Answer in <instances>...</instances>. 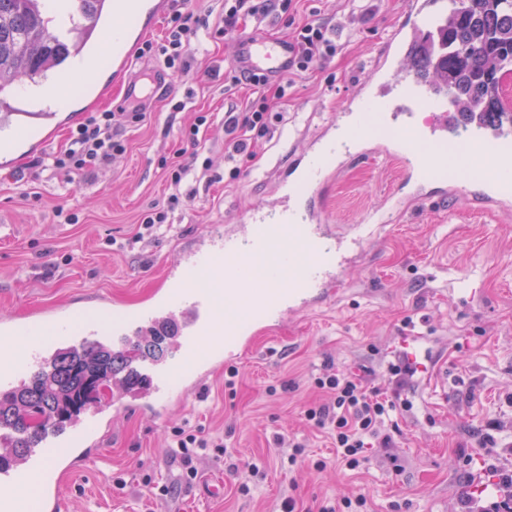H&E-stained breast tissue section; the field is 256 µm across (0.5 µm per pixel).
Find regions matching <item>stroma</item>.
I'll return each mask as SVG.
<instances>
[{
  "label": "stroma",
  "instance_id": "obj_1",
  "mask_svg": "<svg viewBox=\"0 0 512 512\" xmlns=\"http://www.w3.org/2000/svg\"><path fill=\"white\" fill-rule=\"evenodd\" d=\"M405 0H370L373 17L345 31L324 67L302 74L256 157L242 158L240 173L210 185L176 208L163 235L133 237L144 213L171 193L162 167L181 148V134L201 112L244 111L249 88L224 89L234 61L233 41L204 33L192 72L182 76L161 59L138 57L155 98L100 104L113 112H142L125 128L128 150L105 171L61 187L42 173L39 154L24 153L14 172L0 173V317L22 318L35 309L72 303L96 310L105 296L133 308L160 285L163 267L184 241L211 224H242L246 209L266 200L268 174L288 166L304 139L343 111L361 90L373 62L404 16ZM185 102L172 111L173 102ZM401 165L381 154L352 159L327 190L326 217L344 234L392 195L409 197ZM469 174L452 170L387 223L340 281L337 301L288 316L281 331L255 339L236 363L234 389L223 373L199 393L172 404L165 422L133 410L113 420L103 451L77 462L64 487L61 512H279L293 496L301 512L321 501L364 494L369 512H456L458 490L473 500L498 494L499 470L512 466V203L478 199ZM66 203L79 215L62 224L52 211ZM120 249H113V242ZM417 336L408 350L400 337ZM418 368L410 411L396 412L400 432L391 453H373L357 470L343 469L326 435L306 424L303 408L318 400L312 377L326 361L360 374L387 392L394 354ZM504 424L500 448H482L488 422ZM187 425L226 435L239 460L231 469L203 461L191 486L179 483V464L168 448L173 427ZM306 440L317 471L289 466L277 455L274 434ZM266 478L250 496L236 492L249 481V464ZM175 485L173 497L149 499L141 472Z\"/></svg>",
  "mask_w": 512,
  "mask_h": 512
}]
</instances>
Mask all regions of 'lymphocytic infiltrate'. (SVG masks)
Here are the masks:
<instances>
[{
	"mask_svg": "<svg viewBox=\"0 0 512 512\" xmlns=\"http://www.w3.org/2000/svg\"><path fill=\"white\" fill-rule=\"evenodd\" d=\"M301 0H224L221 23L211 26L208 16L189 10L185 0H172L165 34L161 40L144 43L141 55L162 58L167 68L189 73L190 59L195 42L202 31L211 29L216 35H234L241 21L258 20L265 14L277 11L294 20L291 39L296 46L291 76L276 84L259 81V93L252 99L248 111L227 110L224 114V162L235 163L238 156L253 154L260 139L269 132V116L273 103L286 100L295 85L296 74L314 66L325 64L338 49L337 39L346 25L364 20V11L349 9L345 22L329 24L318 20L317 9H310L307 21H298ZM127 151V141L111 111L88 113L84 122L73 129L68 142L58 153L49 155L43 170L51 178L74 183L77 178L94 173L108 166ZM214 169L211 158L201 157L199 151L178 150L168 166V180L174 191L165 206L144 214L135 235L136 240L158 236L168 213L188 203L191 193L181 192L182 182L196 173H209ZM394 380L390 393L369 387L366 380L343 371L334 363H324L314 378L315 387L322 397L304 412L305 420L326 430L333 441L337 460L347 469L360 468L368 462V451L373 447L390 448L394 441L386 430L391 415L396 410H410L412 402L405 393L414 386L417 370L402 358H394L387 366ZM174 443L170 452L181 464L180 480L188 484L198 475L197 465L201 452L209 448L214 460L231 459L222 437L210 439L179 427L174 429Z\"/></svg>",
	"mask_w": 512,
	"mask_h": 512,
	"instance_id": "f902f5d3",
	"label": "lymphocytic infiltrate"
}]
</instances>
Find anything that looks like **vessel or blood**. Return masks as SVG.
<instances>
[{"label": "vessel or blood", "instance_id": "vessel-or-blood-1", "mask_svg": "<svg viewBox=\"0 0 512 512\" xmlns=\"http://www.w3.org/2000/svg\"><path fill=\"white\" fill-rule=\"evenodd\" d=\"M162 0H111L106 11L122 20V40L110 42L109 28L93 26L87 41L111 46L112 72L128 98L139 88L128 72L146 19H157ZM448 15V0H407L403 20L387 39L373 66L381 82L375 96L360 100L359 112L343 124L326 122L298 155L290 174L277 175L273 203H257L241 229L209 225L195 248L180 253L163 271L162 286L133 310L114 317L110 299H100L96 314L64 306L30 312L24 321L0 319V388H18L25 377L44 370L55 343L82 347L111 339L134 354L141 336L164 337L162 360L144 361L156 377L143 398L161 418L169 406L197 390L225 364L238 361L261 334L279 331L288 313L331 300L348 267V255L373 234L341 237L326 221L325 188L370 136L380 128L386 154L398 160L420 184L440 180L447 161L470 169L479 184L504 201L512 199V124L490 129L470 123L449 133L448 95L434 91L404 65L423 27H438ZM294 45L283 37L251 34L236 41L238 68L275 80L288 72ZM432 120L421 124V111ZM59 112L0 113V169L11 170L18 147L42 151L56 127L68 125ZM120 404L95 408L65 431L47 429L33 436L21 460L0 467V512H58L68 456L100 445L104 424Z\"/></svg>", "mask_w": 512, "mask_h": 512}]
</instances>
